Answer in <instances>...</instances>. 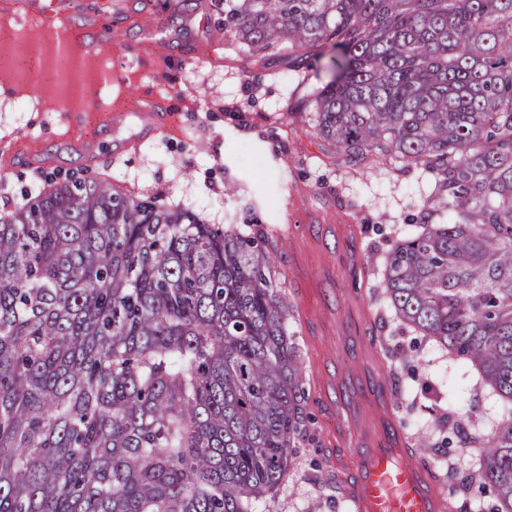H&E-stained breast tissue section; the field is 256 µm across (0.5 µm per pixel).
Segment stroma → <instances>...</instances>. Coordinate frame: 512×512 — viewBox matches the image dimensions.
<instances>
[{"label": "stroma", "instance_id": "obj_1", "mask_svg": "<svg viewBox=\"0 0 512 512\" xmlns=\"http://www.w3.org/2000/svg\"><path fill=\"white\" fill-rule=\"evenodd\" d=\"M42 0H26L19 23L0 16V152L15 151L11 168L0 172V210H10L26 191L47 177L91 170L136 194L159 195L169 203L204 213L212 224H263L277 237L267 260L282 288H289L291 249L287 227L317 215L325 224L357 227L366 288L377 286L384 237L410 230L433 191L429 175H397L390 168L342 163L334 144L299 118L309 95L332 77L326 62L301 65L287 46L238 50L224 32V9L198 0L181 10L177 0H59L60 10L81 29L103 18L112 21V48L69 57L67 67L84 81L115 71L123 47L156 43L165 60L139 61L115 71L96 94L100 113L110 119L107 134L94 136L81 113L59 109L58 83L41 79L37 94L18 59L28 46L54 57L41 17ZM168 97L173 130L144 138L130 102L143 86ZM423 357L415 376L399 375L396 411L407 433L432 432L428 407L449 415L487 419L494 399L475 390L465 365L453 363L429 342H418ZM312 441L275 500L256 502V512H333L331 496L339 478L327 457L332 424L314 377H307Z\"/></svg>", "mask_w": 512, "mask_h": 512}]
</instances>
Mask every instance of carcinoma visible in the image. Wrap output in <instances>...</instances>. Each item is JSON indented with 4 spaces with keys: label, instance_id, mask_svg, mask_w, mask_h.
<instances>
[{
    "label": "carcinoma",
    "instance_id": "1",
    "mask_svg": "<svg viewBox=\"0 0 512 512\" xmlns=\"http://www.w3.org/2000/svg\"><path fill=\"white\" fill-rule=\"evenodd\" d=\"M252 50L330 56L312 127L348 163L418 167L429 206L382 294L400 329L501 402L411 438L448 512H512V0H224ZM261 224H210L97 176L0 211V512H254L310 416Z\"/></svg>",
    "mask_w": 512,
    "mask_h": 512
}]
</instances>
